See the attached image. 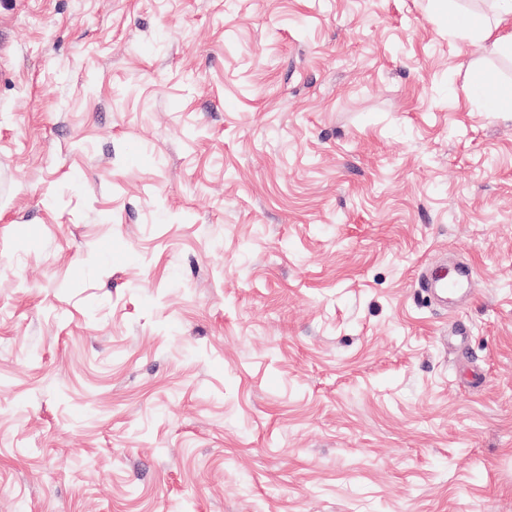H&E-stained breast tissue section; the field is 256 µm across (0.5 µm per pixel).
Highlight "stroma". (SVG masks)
I'll return each instance as SVG.
<instances>
[{
  "instance_id": "obj_1",
  "label": "stroma",
  "mask_w": 512,
  "mask_h": 512,
  "mask_svg": "<svg viewBox=\"0 0 512 512\" xmlns=\"http://www.w3.org/2000/svg\"><path fill=\"white\" fill-rule=\"evenodd\" d=\"M490 69L427 0H0V512H512ZM473 267H466L456 273L455 276L448 277L444 274L435 273L431 279L421 282L422 288L437 287L436 290L445 295L457 294L461 292L470 293L472 285Z\"/></svg>"
}]
</instances>
